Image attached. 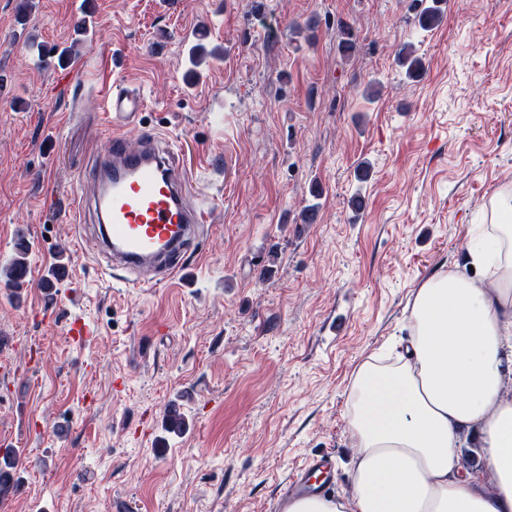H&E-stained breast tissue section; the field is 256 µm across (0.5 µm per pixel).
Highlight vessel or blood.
<instances>
[{
	"instance_id": "vessel-or-blood-1",
	"label": "vessel or blood",
	"mask_w": 512,
	"mask_h": 512,
	"mask_svg": "<svg viewBox=\"0 0 512 512\" xmlns=\"http://www.w3.org/2000/svg\"><path fill=\"white\" fill-rule=\"evenodd\" d=\"M112 127V144L81 177L79 209H92L93 237L110 258L108 274L126 273V285H157L191 272L189 254L206 221L202 208L187 202V181L171 147L158 133L129 142L125 130L143 100L137 88L110 83L102 98ZM330 453L309 457L292 475V494H332Z\"/></svg>"
}]
</instances>
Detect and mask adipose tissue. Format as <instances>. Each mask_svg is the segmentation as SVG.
Listing matches in <instances>:
<instances>
[{"mask_svg": "<svg viewBox=\"0 0 512 512\" xmlns=\"http://www.w3.org/2000/svg\"><path fill=\"white\" fill-rule=\"evenodd\" d=\"M471 274L421 283L409 300V341L389 364L372 355L349 388L358 463L349 496H306L285 512H512V187L489 199L468 249ZM477 435L472 471L459 437ZM494 491L482 484L484 470Z\"/></svg>", "mask_w": 512, "mask_h": 512, "instance_id": "obj_1", "label": "adipose tissue"}]
</instances>
